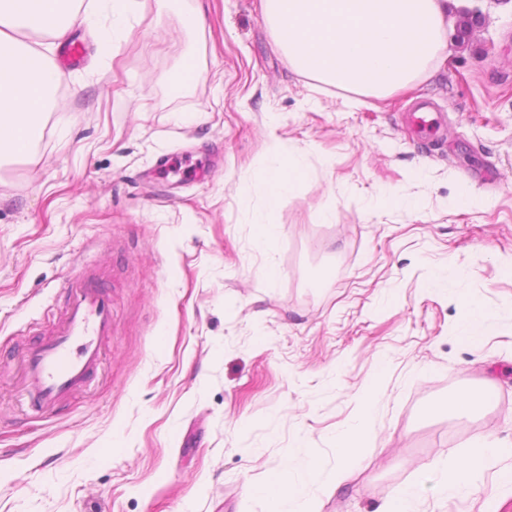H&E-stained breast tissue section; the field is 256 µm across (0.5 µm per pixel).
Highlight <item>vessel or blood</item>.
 <instances>
[{
  "label": "vessel or blood",
  "mask_w": 512,
  "mask_h": 512,
  "mask_svg": "<svg viewBox=\"0 0 512 512\" xmlns=\"http://www.w3.org/2000/svg\"><path fill=\"white\" fill-rule=\"evenodd\" d=\"M68 302L54 333L25 356L27 387L35 406L52 409L82 389L96 373L101 340L112 332V301L93 268L66 279Z\"/></svg>",
  "instance_id": "vessel-or-blood-1"
}]
</instances>
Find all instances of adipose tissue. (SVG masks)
I'll use <instances>...</instances> for the list:
<instances>
[{"instance_id": "ef3b65f1", "label": "adipose tissue", "mask_w": 512, "mask_h": 512, "mask_svg": "<svg viewBox=\"0 0 512 512\" xmlns=\"http://www.w3.org/2000/svg\"><path fill=\"white\" fill-rule=\"evenodd\" d=\"M135 9V0H105L101 11L73 0H0V160L30 154L41 133L39 119L63 79L25 33L61 42L81 27L97 33L102 55L111 59L127 40ZM261 11L291 69L367 99L433 79L446 46L448 0H261ZM361 403L362 419L331 437L336 464L325 495L338 492L366 461L361 450L371 427L372 395L364 394ZM511 458V445L481 437L464 458L437 462L441 496L471 497L494 462L500 465L499 487L511 486ZM307 481L292 470L271 476L259 487L267 512H314Z\"/></svg>"}]
</instances>
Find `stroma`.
Wrapping results in <instances>:
<instances>
[{"instance_id":"1","label":"stroma","mask_w":512,"mask_h":512,"mask_svg":"<svg viewBox=\"0 0 512 512\" xmlns=\"http://www.w3.org/2000/svg\"><path fill=\"white\" fill-rule=\"evenodd\" d=\"M464 8L480 22L438 77L369 105L289 69L260 0H138L111 62L76 31L86 58L31 156L0 162V512H265L249 486L312 461L318 512H379L407 484L418 512H512L495 469L463 501L430 467L512 438V0H451L449 27ZM421 98L442 143L408 126ZM292 155L306 173L268 207ZM88 264L112 296L100 368L36 413L26 351ZM464 298L493 314L475 343ZM370 384L371 464L324 496ZM265 182L267 185V201L270 206H273L290 188L291 177L287 170L278 168L265 177ZM484 399L482 394H459L448 398V414L465 416L470 414Z\"/></svg>"}]
</instances>
